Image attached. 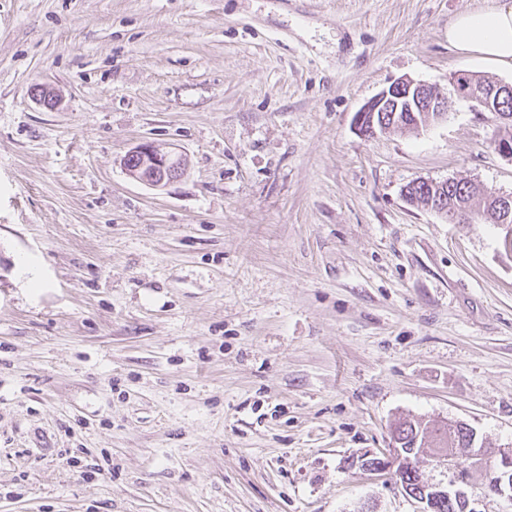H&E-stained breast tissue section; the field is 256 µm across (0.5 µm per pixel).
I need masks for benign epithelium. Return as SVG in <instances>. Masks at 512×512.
I'll return each instance as SVG.
<instances>
[{"instance_id":"benign-epithelium-1","label":"benign epithelium","mask_w":512,"mask_h":512,"mask_svg":"<svg viewBox=\"0 0 512 512\" xmlns=\"http://www.w3.org/2000/svg\"><path fill=\"white\" fill-rule=\"evenodd\" d=\"M463 73L456 72L450 76L454 91L477 103L489 112H498L499 102L512 97V83L494 84L464 83ZM451 102L448 98L437 95L426 83L410 78L394 81L387 89L367 102L355 115V124L364 134H372L385 124L386 112H434L436 116L447 115ZM121 164L133 179L152 188L162 189L179 180L186 172L183 157L174 150H166L150 142L140 143L130 148L122 157ZM492 201V214L483 217L504 229L502 246L512 255V194L503 195L496 192L488 195ZM450 224H469L474 220V213L467 209L434 208ZM475 457L474 448L442 449L435 456L436 466L456 469L460 462ZM419 460L404 457L399 449L393 448L382 454L380 464L366 469L372 475H392L401 489H406L404 471L411 464L418 466Z\"/></svg>"}]
</instances>
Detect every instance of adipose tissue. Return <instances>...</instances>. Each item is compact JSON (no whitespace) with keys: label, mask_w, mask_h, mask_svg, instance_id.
I'll list each match as a JSON object with an SVG mask.
<instances>
[{"label":"adipose tissue","mask_w":512,"mask_h":512,"mask_svg":"<svg viewBox=\"0 0 512 512\" xmlns=\"http://www.w3.org/2000/svg\"><path fill=\"white\" fill-rule=\"evenodd\" d=\"M448 43L456 51L512 69V0L460 14L448 27Z\"/></svg>","instance_id":"adipose-tissue-1"}]
</instances>
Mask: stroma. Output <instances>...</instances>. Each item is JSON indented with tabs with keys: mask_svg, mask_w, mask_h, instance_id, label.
<instances>
[{
	"mask_svg": "<svg viewBox=\"0 0 512 512\" xmlns=\"http://www.w3.org/2000/svg\"><path fill=\"white\" fill-rule=\"evenodd\" d=\"M484 2L0 0V512H418L358 465L402 418L512 454L503 231L404 198L512 193L449 82H512L448 44ZM402 77L447 117L360 133ZM142 142L184 177H129ZM121 164L131 178L156 189L167 187L186 172V164L180 154L150 142L130 148L122 157Z\"/></svg>",
	"mask_w": 512,
	"mask_h": 512,
	"instance_id": "1",
	"label": "stroma"
}]
</instances>
